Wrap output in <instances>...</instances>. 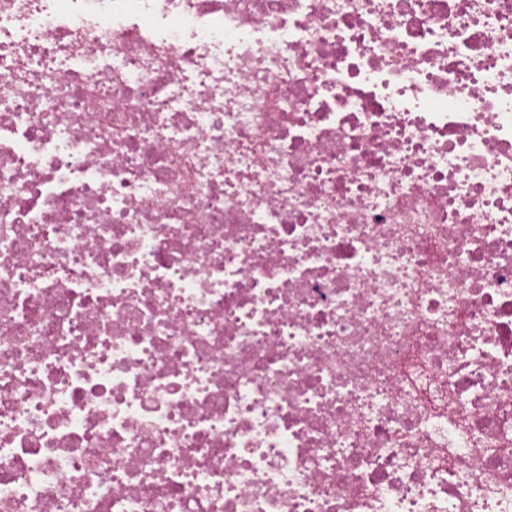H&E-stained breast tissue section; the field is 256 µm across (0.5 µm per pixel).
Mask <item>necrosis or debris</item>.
Wrapping results in <instances>:
<instances>
[{"instance_id": "1", "label": "necrosis or debris", "mask_w": 512, "mask_h": 512, "mask_svg": "<svg viewBox=\"0 0 512 512\" xmlns=\"http://www.w3.org/2000/svg\"><path fill=\"white\" fill-rule=\"evenodd\" d=\"M0 512H512V0H0Z\"/></svg>"}]
</instances>
